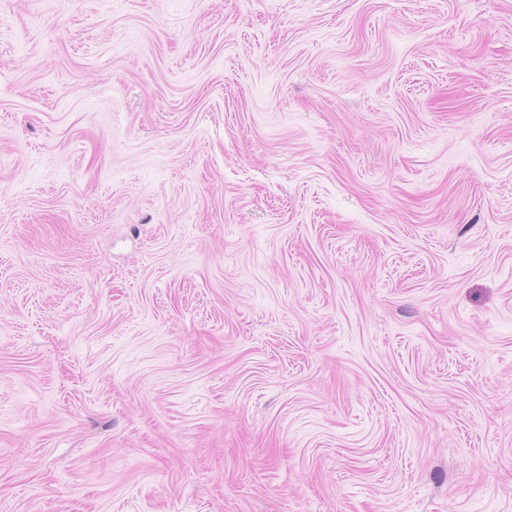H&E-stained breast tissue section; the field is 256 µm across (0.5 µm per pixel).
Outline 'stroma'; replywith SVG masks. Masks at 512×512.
Masks as SVG:
<instances>
[{"label":"stroma","instance_id":"stroma-1","mask_svg":"<svg viewBox=\"0 0 512 512\" xmlns=\"http://www.w3.org/2000/svg\"><path fill=\"white\" fill-rule=\"evenodd\" d=\"M0 512H512V0H0Z\"/></svg>","mask_w":512,"mask_h":512}]
</instances>
